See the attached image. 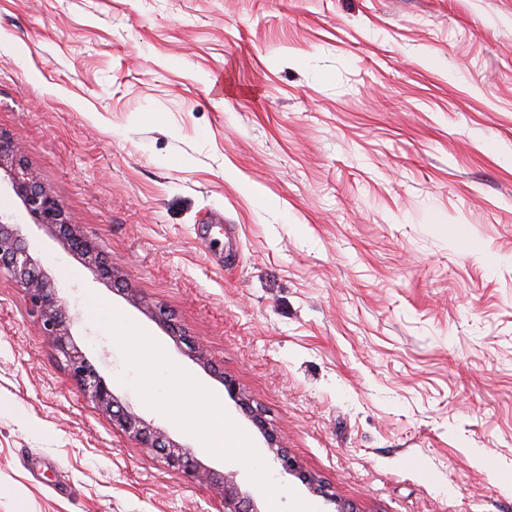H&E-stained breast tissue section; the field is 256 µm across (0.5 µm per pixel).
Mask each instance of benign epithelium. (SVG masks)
Returning a JSON list of instances; mask_svg holds the SVG:
<instances>
[{"label":"benign epithelium","instance_id":"obj_1","mask_svg":"<svg viewBox=\"0 0 512 512\" xmlns=\"http://www.w3.org/2000/svg\"><path fill=\"white\" fill-rule=\"evenodd\" d=\"M0 172L7 175L11 188L20 199L32 223L55 228L62 244L82 249L93 272L104 269L100 252L83 238L71 224L57 197L24 163L14 143L0 135ZM6 272L23 294L25 304L37 316L40 332L63 359L70 376L79 384L84 395L109 416L112 424L142 447L160 452L168 468L189 482H209L220 491L223 512H263L261 502L242 488L234 474L220 475L203 467L187 446L170 441L167 434L147 424L142 417L126 407L106 380L93 370L71 339L73 317L63 300L56 294L37 261L22 242L20 225L12 217L0 213V273ZM267 454L282 471L295 475L297 461L272 437L266 438Z\"/></svg>","mask_w":512,"mask_h":512}]
</instances>
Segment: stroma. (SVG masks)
<instances>
[{
  "label": "stroma",
  "instance_id": "1",
  "mask_svg": "<svg viewBox=\"0 0 512 512\" xmlns=\"http://www.w3.org/2000/svg\"><path fill=\"white\" fill-rule=\"evenodd\" d=\"M0 134L102 252L21 225L74 342L205 468L250 483L120 382L91 297L356 512H512V0H0ZM215 506L1 274L0 512Z\"/></svg>",
  "mask_w": 512,
  "mask_h": 512
}]
</instances>
